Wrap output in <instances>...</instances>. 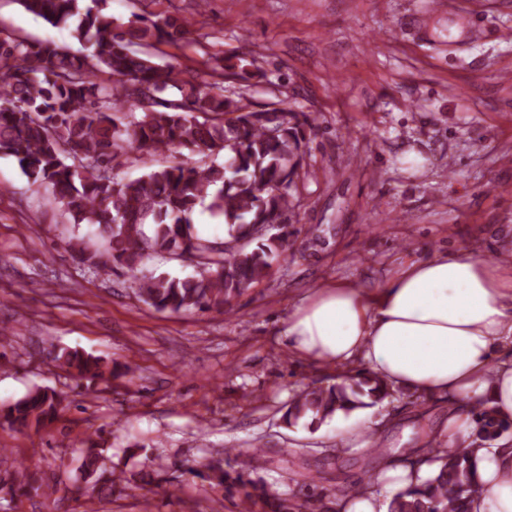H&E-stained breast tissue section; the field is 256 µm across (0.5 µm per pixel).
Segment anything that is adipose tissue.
I'll list each match as a JSON object with an SVG mask.
<instances>
[{
    "mask_svg": "<svg viewBox=\"0 0 512 512\" xmlns=\"http://www.w3.org/2000/svg\"><path fill=\"white\" fill-rule=\"evenodd\" d=\"M282 334L306 361L343 369L359 358L389 385L449 397L447 441L467 436L482 399L512 417V266L473 249L405 263L370 288L328 285ZM480 455L472 512H512V454Z\"/></svg>",
    "mask_w": 512,
    "mask_h": 512,
    "instance_id": "obj_1",
    "label": "adipose tissue"
}]
</instances>
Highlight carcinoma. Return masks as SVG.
<instances>
[{"instance_id":"carcinoma-1","label":"carcinoma","mask_w":512,"mask_h":512,"mask_svg":"<svg viewBox=\"0 0 512 512\" xmlns=\"http://www.w3.org/2000/svg\"><path fill=\"white\" fill-rule=\"evenodd\" d=\"M19 0L28 13L52 26H71V36L88 53L76 55L50 41L36 42L0 29V152L15 157L23 173L51 193L67 223L84 225L86 236L70 248L88 269L109 275L125 269L148 306L171 314L231 311L233 299L265 280L288 256L287 218L299 207L298 182L310 174L307 133L314 124L288 101L255 109L224 87L238 79H264L258 59L236 62L209 57L212 81L192 70L158 63L148 48L155 41L187 39L192 21L176 24L159 15H136L117 23L107 0ZM184 148L199 156L119 180L120 156ZM202 207L224 221V239L199 236L193 227ZM167 255L192 262L200 271L177 277L142 274L143 264ZM47 358L76 381H105L112 368L100 356L50 346ZM391 396L370 372L315 381L296 394L282 419L303 420L312 430L342 413L373 407ZM67 395L35 387L0 404V421L23 433L61 417ZM471 448L464 451L434 438L420 449L434 465L430 475L399 489L388 512H470L479 486L478 452L498 445L512 454V419L489 400L471 410ZM231 449L190 468L226 498H238L240 512H302L303 505L228 461ZM98 444L86 448L84 477L98 475L108 486L124 471L103 469ZM374 471L329 493L321 508L353 499L371 488ZM47 494L36 474L14 458H0V491Z\"/></svg>"}]
</instances>
